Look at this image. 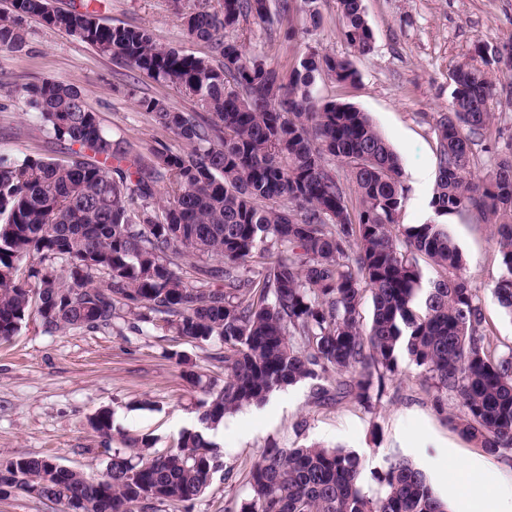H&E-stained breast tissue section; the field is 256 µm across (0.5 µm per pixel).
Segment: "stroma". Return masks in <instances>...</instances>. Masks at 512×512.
<instances>
[{"label":"stroma","mask_w":512,"mask_h":512,"mask_svg":"<svg viewBox=\"0 0 512 512\" xmlns=\"http://www.w3.org/2000/svg\"><path fill=\"white\" fill-rule=\"evenodd\" d=\"M197 0H101V15L113 23L147 26L156 42L199 57L210 54L206 43L185 37L178 10ZM373 32L369 54L352 53L341 34L336 0H319L317 30L304 14L271 26L247 23L238 40L288 72L306 48L350 57L359 74L340 84L323 77L315 91L367 112L378 131L400 156L410 187L402 221L432 220L430 200L437 175L435 119L447 111L452 74L465 63L507 53L512 48V0H362ZM23 51L0 50V155L11 160L46 154L50 140L37 112L17 91L36 79H56L78 88L88 108L113 137L127 140L139 152L153 145L157 131L140 109L144 96L161 99L189 112L194 102L156 83L132 67L102 56L94 48L40 21L24 17ZM494 90L488 108L494 114L489 133L478 146L475 163L485 173L494 157L512 145V68L492 67ZM461 249L465 275L482 297L500 274L492 225L474 213L444 217ZM487 329L498 351L512 349V320L494 303L486 305ZM224 346L185 342L161 326L141 330L112 327L47 334L37 317H29L10 339H0V456L51 459L56 464L100 478L110 455L105 442L88 424L102 409L113 412L115 435H152L157 451L176 447L182 430L196 426L192 408L204 397V384L223 381ZM192 359L201 385L180 375L178 355ZM457 411L453 400L437 399L434 389L400 375L388 395L372 410L343 401L328 408L312 403L309 387L279 390L260 406L228 415L215 435L225 459L249 468L271 443L342 446L362 462V483L374 488L373 473L384 469L389 453L408 458L428 477L439 498H447L455 477L449 455L485 457L487 488L512 485V458L484 456L448 423Z\"/></svg>","instance_id":"35a3bbf8"}]
</instances>
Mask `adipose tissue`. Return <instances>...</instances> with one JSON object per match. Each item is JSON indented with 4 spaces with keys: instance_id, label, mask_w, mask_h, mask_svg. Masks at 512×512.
Instances as JSON below:
<instances>
[{
    "instance_id": "ef3b65f1",
    "label": "adipose tissue",
    "mask_w": 512,
    "mask_h": 512,
    "mask_svg": "<svg viewBox=\"0 0 512 512\" xmlns=\"http://www.w3.org/2000/svg\"><path fill=\"white\" fill-rule=\"evenodd\" d=\"M451 469L461 476L455 492L451 496L452 512H512V490L495 492L484 490L479 476L484 466L479 461L468 458H452L448 461Z\"/></svg>"
}]
</instances>
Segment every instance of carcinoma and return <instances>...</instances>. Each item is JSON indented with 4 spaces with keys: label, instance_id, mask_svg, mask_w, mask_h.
I'll use <instances>...</instances> for the list:
<instances>
[{
    "label": "carcinoma",
    "instance_id": "cac0c4a2",
    "mask_svg": "<svg viewBox=\"0 0 512 512\" xmlns=\"http://www.w3.org/2000/svg\"><path fill=\"white\" fill-rule=\"evenodd\" d=\"M337 5L347 44L371 51L362 0ZM295 10L319 25L317 0H221L218 10L178 12L216 64L158 45L145 27L102 22L99 0H9L0 12V50L23 49L15 18L26 16L199 108L140 98L157 129L185 144L174 152L158 140L143 157L104 130L79 89L53 79L21 88L61 156L0 157V337L35 315L50 334L160 322L188 343L224 344V385L206 387L198 426L176 448L159 453L151 438L134 439L112 449L97 480L47 458L0 456L1 493L35 494L63 512H187L222 471L244 490L227 512H448L399 454L366 492L352 451L272 443L240 475L209 437L226 415L300 383L318 405L349 398L369 411L404 360L453 399L454 429L492 455H512V348L497 352L485 333L484 300L458 246L443 224L400 223L409 187L397 153L367 113L314 95L318 77L355 82L351 60L310 49L285 75L230 36L244 21L271 24ZM452 80L436 121L430 207L438 217L476 210L495 224L501 273L491 296L512 318V147L474 174V147L493 119L492 82L474 64ZM335 163L357 188L353 212ZM88 423L112 438L110 410Z\"/></svg>",
    "mask_w": 512,
    "mask_h": 512
}]
</instances>
